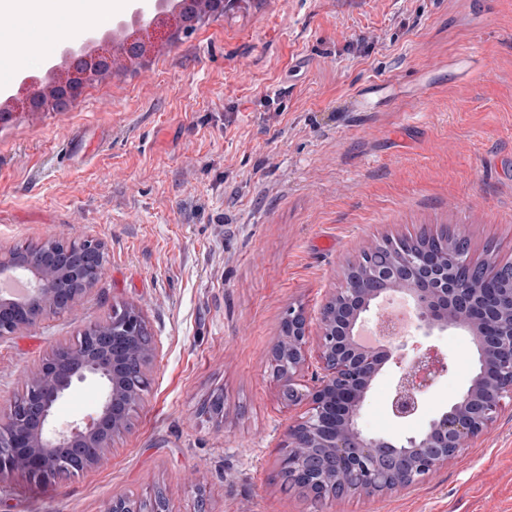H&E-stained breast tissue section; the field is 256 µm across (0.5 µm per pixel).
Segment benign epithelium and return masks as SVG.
<instances>
[{
    "label": "benign epithelium",
    "mask_w": 512,
    "mask_h": 512,
    "mask_svg": "<svg viewBox=\"0 0 512 512\" xmlns=\"http://www.w3.org/2000/svg\"><path fill=\"white\" fill-rule=\"evenodd\" d=\"M162 0H133L132 16L145 23H162L152 10L163 7ZM224 0H196L200 17L217 16ZM183 29L182 16L156 33L160 42L171 43ZM96 76L93 69L75 77L57 73L39 88L42 108L53 107L57 92L67 91L77 100L84 84ZM82 287L75 290L67 305L57 304L49 283L56 272L30 262L18 248L0 260V276L23 273L30 278L31 294L22 303L0 301V338L37 325L49 315L71 310L93 288L91 257L79 262ZM481 272L490 286L512 262L502 263L489 255L475 261L469 250H434L430 247L398 250L395 262L373 269L369 280L378 284L400 278L404 271L417 276L411 288H365L347 277L341 288L320 310V362L322 376L312 390L298 389L296 376L306 362L307 318L300 308L288 307L284 323L288 335L277 339L273 348L288 349V358L280 365L277 378L288 403L308 402L302 421L288 427L280 448L279 473L304 475L322 486L321 494L331 486L349 479L354 492L371 494L379 489L407 488L442 463L469 447L499 417L503 399L512 397V295L489 310L476 304L468 290L448 277V270ZM394 294L401 295L414 317L416 329L425 335L433 330L465 326L482 339L480 376L448 408L437 412L420 432L393 437L368 436L358 426L360 410L372 381L385 364L404 357L407 341L394 332L391 324L379 316V337L371 348L355 343L356 325L375 312L376 303ZM141 311L123 309L118 317L104 324L86 327L72 346L60 345L42 361L30 378L26 400L28 412L12 413L0 420V476L22 472L34 480H46L60 474L59 451L93 444L109 446L122 431L125 415L131 413L149 388L147 365L152 348L137 351L138 366L130 365L126 353L112 349V341L99 336L102 328L112 329V337L131 339L143 327ZM448 371L441 363L434 368L425 364V355L415 356L402 367L391 399V414L402 424L417 416L421 395ZM97 381L103 386V399L89 417L72 422L62 430L55 423V409L69 390L78 383ZM313 448H329L330 457L317 460Z\"/></svg>",
    "instance_id": "obj_1"
}]
</instances>
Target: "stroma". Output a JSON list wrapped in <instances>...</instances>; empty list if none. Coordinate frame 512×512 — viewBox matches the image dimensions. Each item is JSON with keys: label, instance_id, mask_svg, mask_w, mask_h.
Here are the masks:
<instances>
[{"label": "stroma", "instance_id": "35a3bbf8", "mask_svg": "<svg viewBox=\"0 0 512 512\" xmlns=\"http://www.w3.org/2000/svg\"><path fill=\"white\" fill-rule=\"evenodd\" d=\"M474 47L481 69L452 56ZM448 61L437 87L424 72ZM374 79L383 112H351ZM108 135L61 163L74 128ZM459 233L473 259L512 261V0H236L140 64L116 58L67 110L0 122V256L50 238L102 241L95 289L69 312L0 340V417L53 347L115 310L152 334L150 387L91 469L0 479V512H103L163 492L167 512H512V399L470 448L409 489L320 501L285 487L277 459L307 403L288 405L270 349L288 306L308 323L299 389L319 371L318 316L367 244ZM332 238L333 248L319 249ZM449 371L419 418L390 413L396 363L374 381L362 431L417 432L470 385L473 335L411 333ZM224 395V416L204 410ZM72 388L58 424L93 413ZM392 85L385 79L369 82L351 97L352 112H383L393 101Z\"/></svg>", "mask_w": 512, "mask_h": 512}]
</instances>
